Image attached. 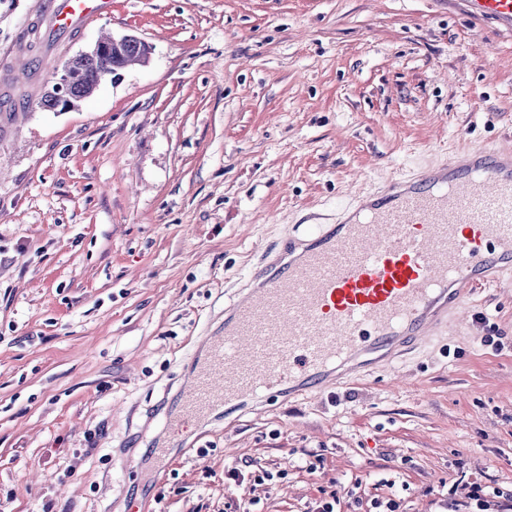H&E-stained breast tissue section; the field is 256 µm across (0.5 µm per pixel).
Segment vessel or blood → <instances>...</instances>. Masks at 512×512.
<instances>
[{
    "label": "vessel or blood",
    "mask_w": 512,
    "mask_h": 512,
    "mask_svg": "<svg viewBox=\"0 0 512 512\" xmlns=\"http://www.w3.org/2000/svg\"><path fill=\"white\" fill-rule=\"evenodd\" d=\"M475 23L512 31V0H459ZM112 0H39L42 40L76 34ZM512 269V154L463 150L308 225L257 269L196 365L174 427L390 360Z\"/></svg>",
    "instance_id": "vessel-or-blood-1"
}]
</instances>
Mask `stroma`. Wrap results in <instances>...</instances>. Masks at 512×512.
I'll return each instance as SVG.
<instances>
[{"label": "stroma", "mask_w": 512, "mask_h": 512, "mask_svg": "<svg viewBox=\"0 0 512 512\" xmlns=\"http://www.w3.org/2000/svg\"><path fill=\"white\" fill-rule=\"evenodd\" d=\"M35 3L0 0V94ZM103 31L148 42V63L0 147V512L512 498V275L393 367L162 423L225 300L306 225L462 149L512 148V36L454 0H112L38 48L42 69Z\"/></svg>", "instance_id": "1"}]
</instances>
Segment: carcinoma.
<instances>
[{
    "label": "carcinoma",
    "instance_id": "cac0c4a2",
    "mask_svg": "<svg viewBox=\"0 0 512 512\" xmlns=\"http://www.w3.org/2000/svg\"><path fill=\"white\" fill-rule=\"evenodd\" d=\"M150 54L151 46L136 40L119 49L106 46L69 63L66 66L67 84L70 90L69 107H78L94 94L99 87L102 71L117 72L131 64L148 60ZM26 116L25 112L0 110V144L10 137L14 126Z\"/></svg>",
    "mask_w": 512,
    "mask_h": 512
}]
</instances>
